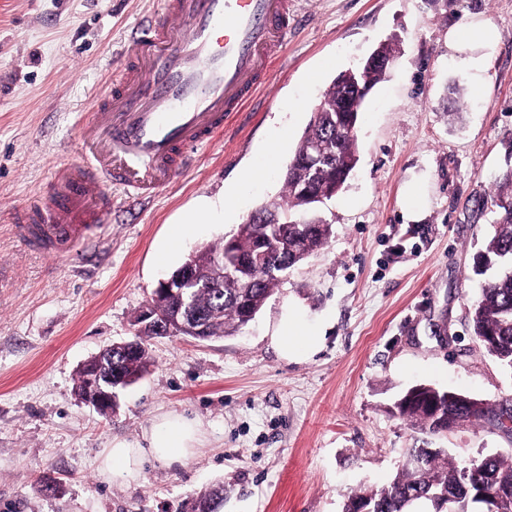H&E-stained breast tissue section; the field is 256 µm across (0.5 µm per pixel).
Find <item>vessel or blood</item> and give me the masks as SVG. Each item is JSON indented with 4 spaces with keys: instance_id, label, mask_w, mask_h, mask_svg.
I'll return each instance as SVG.
<instances>
[{
    "instance_id": "obj_1",
    "label": "vessel or blood",
    "mask_w": 512,
    "mask_h": 512,
    "mask_svg": "<svg viewBox=\"0 0 512 512\" xmlns=\"http://www.w3.org/2000/svg\"><path fill=\"white\" fill-rule=\"evenodd\" d=\"M292 17L293 0H165L82 123L80 158L55 169L17 216L16 237L65 255L94 241L113 189L153 197L252 98Z\"/></svg>"
}]
</instances>
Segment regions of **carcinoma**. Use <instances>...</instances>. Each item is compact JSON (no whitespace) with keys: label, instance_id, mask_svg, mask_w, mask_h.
Instances as JSON below:
<instances>
[{"label":"carcinoma","instance_id":"1","mask_svg":"<svg viewBox=\"0 0 512 512\" xmlns=\"http://www.w3.org/2000/svg\"><path fill=\"white\" fill-rule=\"evenodd\" d=\"M387 76V68L377 65L358 67L353 75L335 79L322 95V110L311 115L308 126L298 143L295 154L284 172L285 200L260 207L251 213L252 222L238 226L236 234L237 259L250 264L251 282L224 276L222 288H198L195 302L210 315L207 338L239 332L250 320L247 315L260 311L279 283L257 264L266 263L289 269L304 260L312 251L325 246L331 225L312 214L319 203V191L337 192L347 182L357 163V124L359 112L368 93ZM325 144V158L313 165L306 161L311 139ZM494 193L489 196L496 208L495 230L484 249L476 257L474 274L488 275L479 298L470 310L473 335L483 346L493 343L494 357L512 371V167L492 179ZM224 245H208L188 258L200 279L212 274V263L222 256ZM154 332L139 333L138 353L126 365L133 379L147 371L150 356L144 338ZM435 388L421 383L408 388L398 399L396 409L400 418L428 435L439 434L433 418L432 403ZM508 401L489 404L456 392L451 401L441 400L443 412L453 414L465 423L500 425V417ZM409 457L419 458L418 469L403 464L387 484L371 490L348 495L344 512H352L356 501H367L372 512H411L422 502L448 493L455 498L458 512H512V456L494 454L482 456L476 468L464 474L437 448L415 447ZM482 480L493 482L503 498L492 506L473 498L475 486ZM224 501V486L210 487L192 499L187 512H218Z\"/></svg>","mask_w":512,"mask_h":512}]
</instances>
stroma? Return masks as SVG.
<instances>
[{"instance_id":"stroma-1","label":"stroma","mask_w":512,"mask_h":512,"mask_svg":"<svg viewBox=\"0 0 512 512\" xmlns=\"http://www.w3.org/2000/svg\"><path fill=\"white\" fill-rule=\"evenodd\" d=\"M293 3L280 55L223 133L154 198L113 190L92 250L51 259L16 239L12 215L77 158L90 103L163 0H0V512H182L216 483L221 512H343L350 492L386 484L421 443L460 464L512 454V440L490 428L426 438L394 410L419 383L489 403L512 396V372L469 324L472 267L494 219L473 207L512 156V0ZM464 22L499 32L493 48L468 50L483 64L480 96L448 46ZM389 40L398 61L362 104L359 161L319 206L329 242L289 270L237 335L151 339L147 373L112 414L81 402L80 366L132 338L159 279L190 252L282 200L283 172L323 92ZM456 100L457 113L446 112ZM275 142L277 165L242 181ZM412 186L423 198L416 214L404 207ZM231 190L233 219L194 225L163 254L179 224L221 210ZM290 312L322 336L313 355L278 350ZM170 413L199 424L185 465L149 459L134 480L100 473L105 448L142 441ZM47 482L59 495L41 493Z\"/></svg>"}]
</instances>
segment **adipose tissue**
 <instances>
[{
  "mask_svg": "<svg viewBox=\"0 0 512 512\" xmlns=\"http://www.w3.org/2000/svg\"><path fill=\"white\" fill-rule=\"evenodd\" d=\"M276 342L287 357H303L314 352L321 343L316 330L306 328L295 316L281 324ZM199 429L195 421L178 414L165 415L146 435L145 446L118 443L106 450L100 464L102 471L127 478L137 477L145 458L164 465L184 464L198 442Z\"/></svg>",
  "mask_w": 512,
  "mask_h": 512,
  "instance_id": "adipose-tissue-1",
  "label": "adipose tissue"
}]
</instances>
